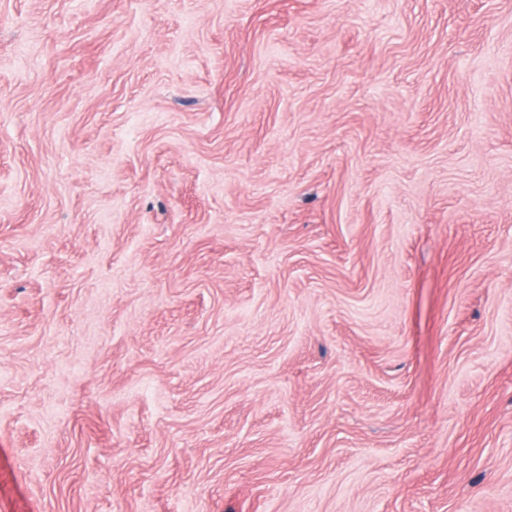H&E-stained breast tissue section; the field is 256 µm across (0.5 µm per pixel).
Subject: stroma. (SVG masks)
I'll list each match as a JSON object with an SVG mask.
<instances>
[{
	"label": "stroma",
	"mask_w": 512,
	"mask_h": 512,
	"mask_svg": "<svg viewBox=\"0 0 512 512\" xmlns=\"http://www.w3.org/2000/svg\"><path fill=\"white\" fill-rule=\"evenodd\" d=\"M0 512H512V0H0Z\"/></svg>",
	"instance_id": "1"
}]
</instances>
